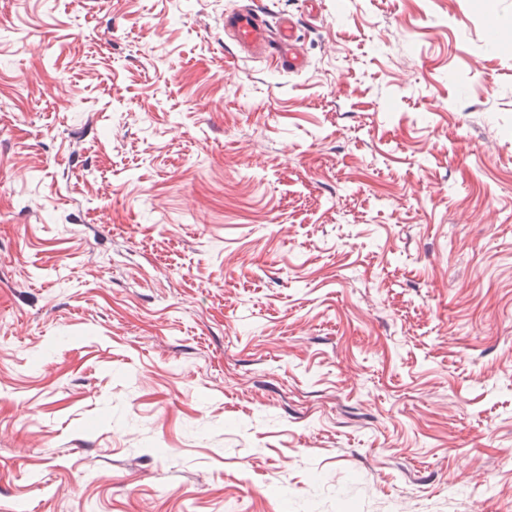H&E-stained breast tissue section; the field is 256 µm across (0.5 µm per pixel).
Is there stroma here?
I'll return each mask as SVG.
<instances>
[{
    "label": "stroma",
    "instance_id": "stroma-1",
    "mask_svg": "<svg viewBox=\"0 0 512 512\" xmlns=\"http://www.w3.org/2000/svg\"><path fill=\"white\" fill-rule=\"evenodd\" d=\"M246 2L0 0V512H512V0ZM295 30V23L286 17L279 30L273 31L255 2L224 13V33L231 40L237 58L268 57L275 51L291 71L302 67Z\"/></svg>",
    "mask_w": 512,
    "mask_h": 512
}]
</instances>
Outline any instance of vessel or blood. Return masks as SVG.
I'll list each match as a JSON object with an SVG mask.
<instances>
[{"label":"vessel or blood","instance_id":"obj_1","mask_svg":"<svg viewBox=\"0 0 512 512\" xmlns=\"http://www.w3.org/2000/svg\"><path fill=\"white\" fill-rule=\"evenodd\" d=\"M295 30V23L288 18L279 30H272L263 10L254 2L224 14V33L231 40L236 56L257 59L275 52L292 71L301 67Z\"/></svg>","mask_w":512,"mask_h":512}]
</instances>
